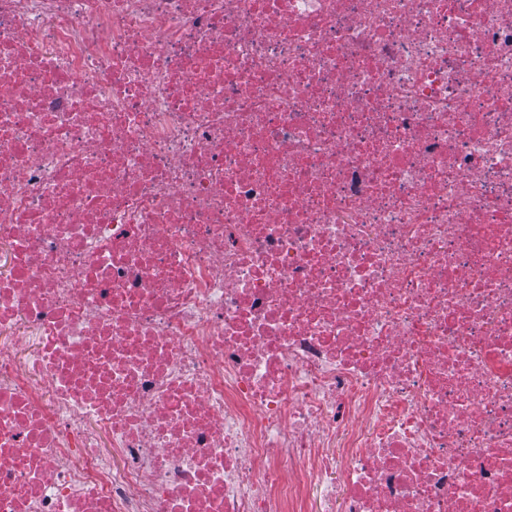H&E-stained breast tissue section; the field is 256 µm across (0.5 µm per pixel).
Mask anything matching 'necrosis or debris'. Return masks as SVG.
I'll use <instances>...</instances> for the list:
<instances>
[{
    "label": "necrosis or debris",
    "mask_w": 512,
    "mask_h": 512,
    "mask_svg": "<svg viewBox=\"0 0 512 512\" xmlns=\"http://www.w3.org/2000/svg\"><path fill=\"white\" fill-rule=\"evenodd\" d=\"M0 512H512V0H0Z\"/></svg>",
    "instance_id": "necrosis-or-debris-1"
}]
</instances>
